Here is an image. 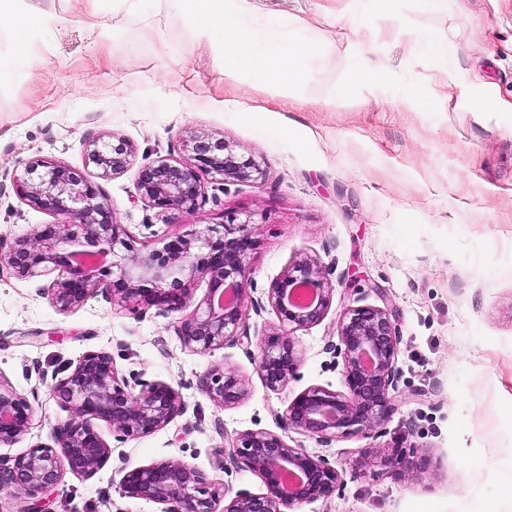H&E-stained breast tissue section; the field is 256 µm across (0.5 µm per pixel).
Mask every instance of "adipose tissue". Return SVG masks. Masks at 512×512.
Instances as JSON below:
<instances>
[{"mask_svg": "<svg viewBox=\"0 0 512 512\" xmlns=\"http://www.w3.org/2000/svg\"><path fill=\"white\" fill-rule=\"evenodd\" d=\"M174 9L190 4L193 33L204 35L218 29L224 34V70L248 71L258 84L282 86L297 83L302 66L324 57L320 37L310 35L285 41V33L301 30L299 19L280 17L260 23L252 17L250 0H166Z\"/></svg>", "mask_w": 512, "mask_h": 512, "instance_id": "adipose-tissue-1", "label": "adipose tissue"}]
</instances>
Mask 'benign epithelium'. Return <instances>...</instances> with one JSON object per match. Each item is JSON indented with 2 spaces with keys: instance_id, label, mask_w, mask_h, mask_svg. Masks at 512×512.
I'll return each mask as SVG.
<instances>
[{
  "instance_id": "7a95c632",
  "label": "benign epithelium",
  "mask_w": 512,
  "mask_h": 512,
  "mask_svg": "<svg viewBox=\"0 0 512 512\" xmlns=\"http://www.w3.org/2000/svg\"><path fill=\"white\" fill-rule=\"evenodd\" d=\"M185 147L188 160L162 158L140 171L138 192L148 205L193 211L204 194L200 173L224 183L249 181L260 173L254 158L236 152L222 137L195 134ZM132 154V145L122 138L99 139L86 146V163L100 169L104 177L113 176L130 165ZM16 190L23 200L61 220L15 238L6 253L0 252V265L7 264L21 279L57 274L38 291L50 297L58 311L69 312L100 292L120 306L147 303L177 312L192 299L190 285L205 280V297L190 314L179 318L181 344L205 353L224 347L238 335L254 246L250 220L233 217L220 226H206L196 235L195 252L179 237L162 251L143 254L123 225L114 223L109 206L99 200L97 187L82 172L39 158L26 165ZM109 254L120 256L112 262L110 273L99 268ZM110 275L115 279L107 280ZM145 283L153 288L144 289ZM267 301L282 322L303 328L323 319L329 289L317 268L301 262L274 283ZM338 336L346 392L312 387L286 410L289 427L324 439L379 426L393 411L390 391L396 389L399 378L397 336L386 310L348 307ZM253 358L258 375L271 391L281 389L299 363L293 340L278 333L260 336ZM199 386L224 407L238 404L245 395L243 380L225 367L207 370ZM52 392L69 418L54 428L53 443L33 444L7 463L0 462V491L15 486L35 498L63 482L68 472L93 477L112 455L94 419L108 423L112 434L122 438L153 434L186 411L179 390L167 383H142L134 390L112 356L102 351L85 353L69 374L55 381ZM33 417L30 401L0 379V446L25 435ZM224 454L257 473L267 493L237 492L223 501L220 510V494L210 488L207 476L175 460L124 471L120 488L128 497L176 504L170 512H282L283 506L328 497L340 483L339 473L324 459L290 446L275 433L244 432ZM380 465L399 474L422 472L430 461L422 456L412 460L397 452L380 457ZM289 472L300 476L292 491L283 482Z\"/></svg>"
}]
</instances>
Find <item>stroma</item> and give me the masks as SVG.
<instances>
[{
    "label": "stroma",
    "instance_id": "1",
    "mask_svg": "<svg viewBox=\"0 0 512 512\" xmlns=\"http://www.w3.org/2000/svg\"><path fill=\"white\" fill-rule=\"evenodd\" d=\"M257 21L303 19L326 39L324 60L306 63L297 87L251 83L224 71L222 37L197 35L186 12L166 0L128 9L110 0H16L58 22L36 38V60L16 62L19 35L0 29V245L54 215L22 200L16 181L32 159L82 171L110 206L115 223L146 250L192 238L226 217L249 219L255 246L242 302L245 335L201 354L177 335L178 313L104 295L58 312L38 288L42 278L0 272V379L35 410L26 435L0 447L9 459L47 443L67 416L52 394L89 351H104L128 380L179 389L183 415L164 429L114 441L93 477L66 474L42 495L44 512H164L130 498L121 468L181 460L213 489L266 491L243 464L219 454L239 434L267 431L328 459L341 483L296 512H512V0H251ZM448 47L440 74L429 43ZM369 45L390 70L384 85L350 79L349 61ZM426 95L419 110L413 93ZM480 94L494 103L472 112ZM508 109H498V102ZM210 134L253 157L262 173L227 184L203 175L194 211L160 210L138 195L142 166L187 159L184 141ZM133 147L126 171L104 177L85 163L96 139ZM317 266L329 290L322 321L282 323L267 292L287 268ZM387 309L398 337L400 374L394 413L366 433L325 440L288 428L289 403L320 386L345 389L336 356L338 322L348 306ZM291 336L296 373L266 388L251 359L259 335ZM234 369L246 394L223 407L201 390L214 366ZM428 457L426 473L398 476L379 466L391 449ZM223 468H216V461Z\"/></svg>",
    "mask_w": 512,
    "mask_h": 512
}]
</instances>
